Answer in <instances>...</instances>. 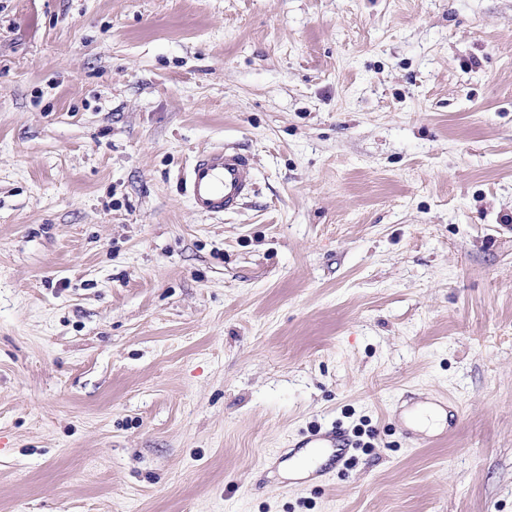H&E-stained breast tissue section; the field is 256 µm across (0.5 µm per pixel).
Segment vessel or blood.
<instances>
[{
  "label": "vessel or blood",
  "instance_id": "vessel-or-blood-1",
  "mask_svg": "<svg viewBox=\"0 0 512 512\" xmlns=\"http://www.w3.org/2000/svg\"><path fill=\"white\" fill-rule=\"evenodd\" d=\"M182 190L193 207L206 215L236 211L255 188L251 161L238 148L220 146L195 156L182 177ZM356 441L341 425L304 433L288 451L305 473L325 476L343 470Z\"/></svg>",
  "mask_w": 512,
  "mask_h": 512
}]
</instances>
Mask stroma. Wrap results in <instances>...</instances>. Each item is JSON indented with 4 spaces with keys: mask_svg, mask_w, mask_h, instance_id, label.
<instances>
[{
    "mask_svg": "<svg viewBox=\"0 0 512 512\" xmlns=\"http://www.w3.org/2000/svg\"><path fill=\"white\" fill-rule=\"evenodd\" d=\"M507 214L512 0H0V512H512ZM250 158L236 147L220 146L195 156L182 177V191L206 215L234 212L255 188ZM291 446L293 448L286 454L288 460L300 462L308 475L321 477L343 470L351 450L357 448L353 436L339 424L304 433ZM323 459H327L326 463H322Z\"/></svg>",
    "mask_w": 512,
    "mask_h": 512,
    "instance_id": "1",
    "label": "stroma"
}]
</instances>
